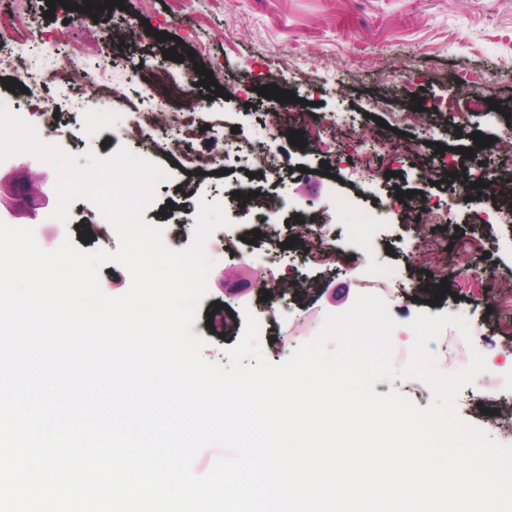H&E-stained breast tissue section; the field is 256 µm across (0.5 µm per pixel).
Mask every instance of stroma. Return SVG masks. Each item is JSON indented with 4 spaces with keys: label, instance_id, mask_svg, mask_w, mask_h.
I'll return each mask as SVG.
<instances>
[{
    "label": "stroma",
    "instance_id": "stroma-1",
    "mask_svg": "<svg viewBox=\"0 0 512 512\" xmlns=\"http://www.w3.org/2000/svg\"><path fill=\"white\" fill-rule=\"evenodd\" d=\"M84 2L56 5L49 18L45 0H25L35 22L17 50L32 66L18 89L5 88L7 74L0 72V95L17 100L23 120L70 155L91 151L106 158L123 146L162 165L171 178L158 185L144 219L163 227L173 249L192 243L199 201L222 204L230 223L213 235L236 239L238 251L216 256L208 275V294L193 326L207 341L203 357L228 365L226 351L239 342L249 313L260 324L266 359L285 362L318 334L327 315L346 312L366 294L375 269L384 266L407 290L387 300L397 322L395 369L410 359V323L418 313L464 317L471 340L449 327L428 347L446 373L465 367L471 350L484 356L487 370L461 389L457 411L490 437L512 444V432L496 417L512 405V335H502V316L494 307L495 286H512V216L498 212L492 198L466 200L453 191L443 157L435 152L439 144L454 149L457 168L488 182L500 180L512 165L491 147L475 148L472 139L476 132L497 139L512 133V0H123L124 9L112 12L117 39L108 58L102 55V29L83 11ZM144 22L151 34L125 38L129 27ZM162 32L168 40H159ZM63 42L80 47V57L58 54ZM170 48L193 52L195 63L211 71L225 91L211 98L206 88L198 90L196 120L207 136L218 139L223 128L238 127L244 154H264L273 172L252 178L248 164L231 159L225 173L200 175L162 149L161 132L127 137V126L150 94L141 72L161 65L175 79L187 74L186 63L163 58ZM60 67L108 69L110 85L122 95L107 101L103 111H83V81H57L53 72ZM270 83L295 93L287 111L272 113L270 100L259 96L258 87ZM459 86L490 93L495 108L455 102ZM417 97L419 122L400 126L397 113L409 110ZM53 102L61 106L55 116L47 110ZM330 120L334 134L320 148L290 144L289 131L309 135ZM417 141L426 145L420 159L409 151ZM464 147L474 148V158L461 156ZM324 163L330 168L326 175L319 171ZM23 165L31 179L45 183V210L53 212L57 176L37 157L23 153L0 161V185ZM356 167L378 175L356 179ZM242 189L283 202L278 227L266 228L251 244L246 238L261 224L263 211L235 199ZM400 190L412 191L413 202L425 198L447 211V223L409 221L396 198ZM15 210L11 216L0 208V220L33 228L43 249L67 238L83 251L118 248L114 229L88 200L71 205L74 222L61 231L31 219L24 203ZM312 220L333 226V244L345 254L344 264H315L306 260L304 243L287 245L289 224ZM424 238L438 244L448 269L449 293L436 306L430 303L436 278L409 259ZM283 282L293 285L284 303L274 294ZM219 304L234 324L222 336L208 323Z\"/></svg>",
    "mask_w": 512,
    "mask_h": 512
}]
</instances>
